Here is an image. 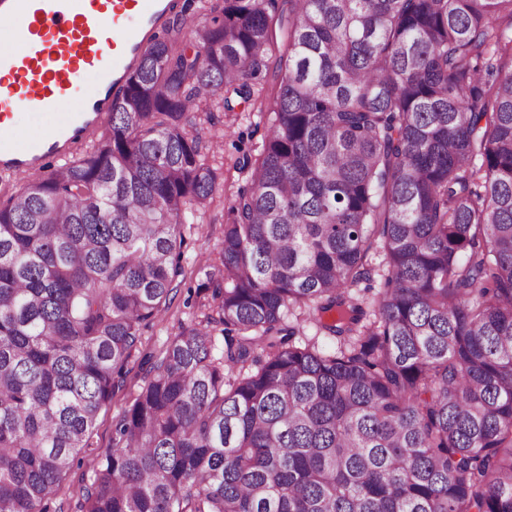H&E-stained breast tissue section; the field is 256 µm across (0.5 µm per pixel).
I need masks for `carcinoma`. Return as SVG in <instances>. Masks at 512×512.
Returning a JSON list of instances; mask_svg holds the SVG:
<instances>
[{
  "mask_svg": "<svg viewBox=\"0 0 512 512\" xmlns=\"http://www.w3.org/2000/svg\"><path fill=\"white\" fill-rule=\"evenodd\" d=\"M199 3L77 157L0 193V512H47L89 447L182 283V226L224 202L198 126L271 72L210 313L73 512H512V0ZM293 308L334 352L293 342ZM368 267L370 271V279L360 282L356 288H352L351 292L358 295L360 299L364 300V306L369 314L372 311V299L374 294L377 292V288L381 287L383 277L385 273V266L383 262L382 253L380 250H372L368 257ZM375 288L373 290H366L365 288Z\"/></svg>",
  "mask_w": 512,
  "mask_h": 512,
  "instance_id": "carcinoma-1",
  "label": "carcinoma"
}]
</instances>
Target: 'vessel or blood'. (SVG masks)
Returning <instances> with one entry per match:
<instances>
[{"instance_id": "vessel-or-blood-1", "label": "vessel or blood", "mask_w": 512, "mask_h": 512, "mask_svg": "<svg viewBox=\"0 0 512 512\" xmlns=\"http://www.w3.org/2000/svg\"><path fill=\"white\" fill-rule=\"evenodd\" d=\"M177 0H0V172L42 173L76 156L107 122L131 64L161 32ZM58 114L55 133L27 143L15 112Z\"/></svg>"}]
</instances>
